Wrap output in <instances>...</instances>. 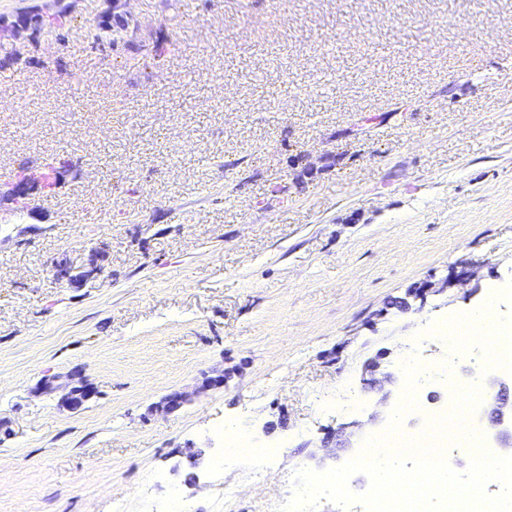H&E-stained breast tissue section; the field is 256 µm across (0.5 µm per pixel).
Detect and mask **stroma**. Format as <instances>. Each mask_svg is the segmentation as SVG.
Here are the masks:
<instances>
[{
  "instance_id": "1",
  "label": "stroma",
  "mask_w": 512,
  "mask_h": 512,
  "mask_svg": "<svg viewBox=\"0 0 512 512\" xmlns=\"http://www.w3.org/2000/svg\"><path fill=\"white\" fill-rule=\"evenodd\" d=\"M63 5L0 43V512H163L174 485L189 512H280L299 470L351 458L321 441L372 413L369 360L423 336L437 361L495 287L512 320V0H131L103 51L112 0L0 17ZM55 156L61 186L18 210V166ZM229 422L285 454L215 473ZM95 394V389L87 380L79 379L76 385L72 386L65 395L63 403L71 410L80 409Z\"/></svg>"
}]
</instances>
